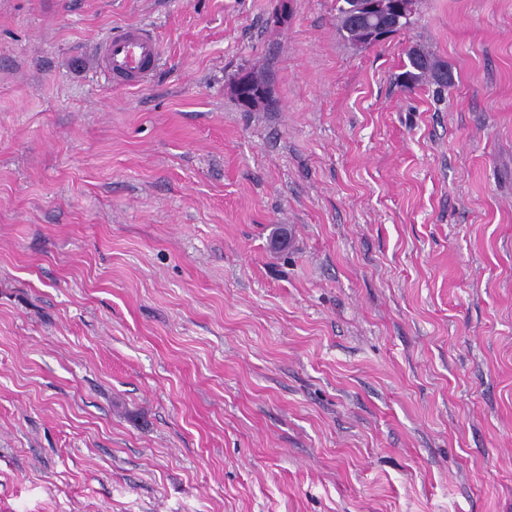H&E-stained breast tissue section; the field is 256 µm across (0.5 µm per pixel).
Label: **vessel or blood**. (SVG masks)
<instances>
[{
  "label": "vessel or blood",
  "mask_w": 512,
  "mask_h": 512,
  "mask_svg": "<svg viewBox=\"0 0 512 512\" xmlns=\"http://www.w3.org/2000/svg\"><path fill=\"white\" fill-rule=\"evenodd\" d=\"M157 56L154 36L145 29L129 26L108 38L97 56V64L107 70L114 81L136 86L147 79Z\"/></svg>",
  "instance_id": "obj_1"
}]
</instances>
